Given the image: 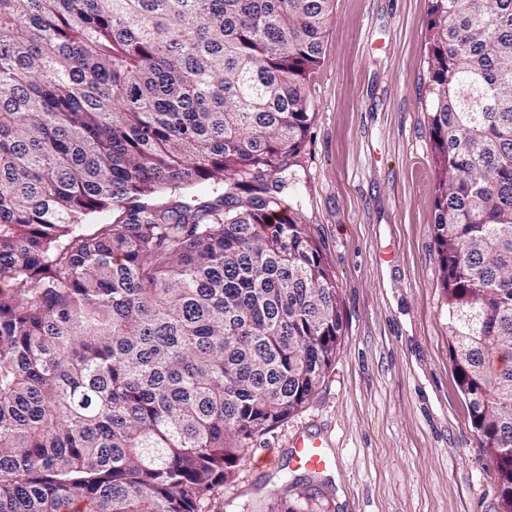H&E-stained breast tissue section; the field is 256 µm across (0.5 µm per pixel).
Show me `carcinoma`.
Here are the masks:
<instances>
[{
  "label": "carcinoma",
  "mask_w": 512,
  "mask_h": 512,
  "mask_svg": "<svg viewBox=\"0 0 512 512\" xmlns=\"http://www.w3.org/2000/svg\"><path fill=\"white\" fill-rule=\"evenodd\" d=\"M331 6L0 0V512H209L320 389L336 274L267 180ZM427 31L448 351L512 512V0H430Z\"/></svg>",
  "instance_id": "cac0c4a2"
}]
</instances>
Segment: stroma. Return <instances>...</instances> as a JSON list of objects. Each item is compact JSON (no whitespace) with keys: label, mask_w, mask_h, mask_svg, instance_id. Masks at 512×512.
<instances>
[{"label":"stroma","mask_w":512,"mask_h":512,"mask_svg":"<svg viewBox=\"0 0 512 512\" xmlns=\"http://www.w3.org/2000/svg\"><path fill=\"white\" fill-rule=\"evenodd\" d=\"M430 0H333L307 92L313 120L279 195L317 227L343 334L317 395L253 442L211 512H263L296 431L329 438L334 468L296 471L311 512H499L501 487L448 353L426 106Z\"/></svg>","instance_id":"1"}]
</instances>
